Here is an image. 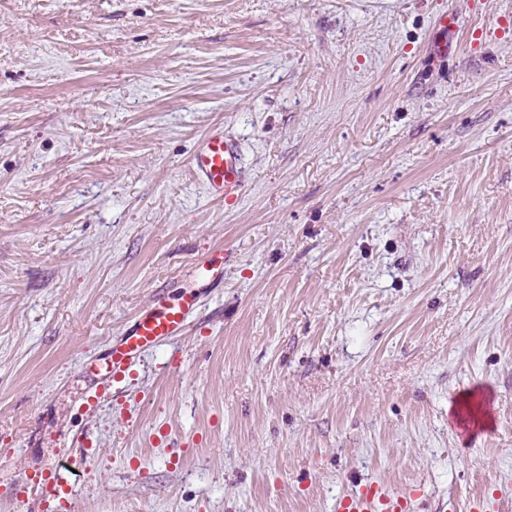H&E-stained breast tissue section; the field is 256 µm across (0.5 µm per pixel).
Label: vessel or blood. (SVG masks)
Returning <instances> with one entry per match:
<instances>
[{
	"label": "vessel or blood",
	"instance_id": "vessel-or-blood-1",
	"mask_svg": "<svg viewBox=\"0 0 512 512\" xmlns=\"http://www.w3.org/2000/svg\"><path fill=\"white\" fill-rule=\"evenodd\" d=\"M195 179L215 200L234 204L244 188L242 148L238 140L226 134L223 127L212 128L199 142L189 159ZM224 277V254L216 251L201 259L195 268L197 287L206 288ZM198 298L186 293L178 298L156 295L151 308L137 315L123 336L96 364L101 378L97 395L112 390L118 378L126 376L136 359L148 348L183 335L197 308ZM41 497L65 499L71 491L68 471L58 470L41 483ZM420 493L396 494L378 485L367 484L339 498L335 512H416Z\"/></svg>",
	"mask_w": 512,
	"mask_h": 512
}]
</instances>
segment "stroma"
I'll list each match as a JSON object with an SVG mask.
<instances>
[{"instance_id":"1","label":"stroma","mask_w":512,"mask_h":512,"mask_svg":"<svg viewBox=\"0 0 512 512\" xmlns=\"http://www.w3.org/2000/svg\"><path fill=\"white\" fill-rule=\"evenodd\" d=\"M509 16L0 0V512H335L369 483L512 512ZM216 125L232 209L188 166ZM224 248L187 334L89 404L91 363ZM469 392L491 424L465 434ZM70 471H54L51 476L36 487L39 495L43 498L64 500L71 492Z\"/></svg>"}]
</instances>
